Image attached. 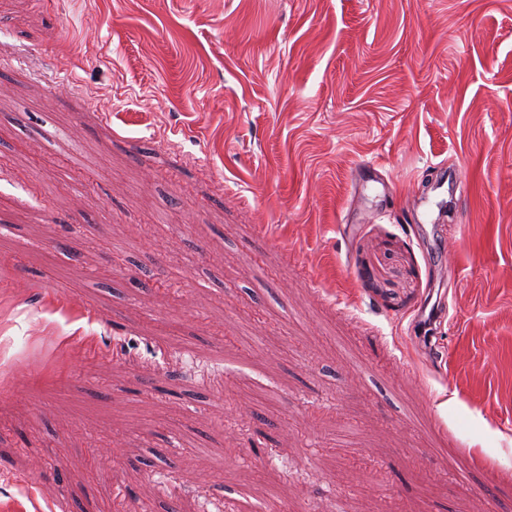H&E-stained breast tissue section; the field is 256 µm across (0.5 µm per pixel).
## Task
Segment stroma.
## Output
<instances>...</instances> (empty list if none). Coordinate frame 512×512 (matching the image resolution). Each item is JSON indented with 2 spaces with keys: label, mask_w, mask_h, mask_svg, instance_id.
Segmentation results:
<instances>
[{
  "label": "stroma",
  "mask_w": 512,
  "mask_h": 512,
  "mask_svg": "<svg viewBox=\"0 0 512 512\" xmlns=\"http://www.w3.org/2000/svg\"><path fill=\"white\" fill-rule=\"evenodd\" d=\"M0 355V512H512V0H0Z\"/></svg>",
  "instance_id": "35a3bbf8"
}]
</instances>
